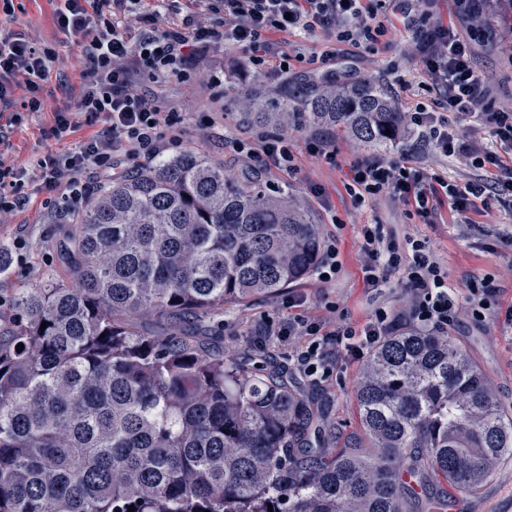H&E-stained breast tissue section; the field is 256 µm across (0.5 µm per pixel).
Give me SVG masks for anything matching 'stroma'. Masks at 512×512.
<instances>
[{
  "label": "stroma",
  "mask_w": 512,
  "mask_h": 512,
  "mask_svg": "<svg viewBox=\"0 0 512 512\" xmlns=\"http://www.w3.org/2000/svg\"><path fill=\"white\" fill-rule=\"evenodd\" d=\"M480 8L490 23L478 28L465 15L463 0H437L435 4L436 14L444 22L454 23L469 42L489 101L508 109L512 107V40L507 34L512 31V12L503 9L501 0H482ZM53 14L54 0H12L9 8H0V34L19 33L33 46L54 50L43 83L41 111L24 110L26 91L21 86L0 101V163L22 172L29 197L23 208L0 214V242L8 245L10 257L8 272L0 275V297L5 299L59 267L67 219L46 203L38 159L49 153L71 151L94 131L78 110L85 80L82 39L64 34L56 26ZM411 37V31L399 25L391 38L382 39L375 48L342 44L336 71L379 82L404 114L433 110L436 93L422 64L411 52ZM281 41L286 49L304 56L303 61L292 63L285 72L274 57L262 69H255L242 49L219 39L199 60L197 73L191 79L148 84V92L156 99L187 115L180 125L168 129V136L177 138L182 149L222 165L227 174H237L244 161L235 152L234 143L243 138L251 142L262 138L261 133L246 135L239 130L238 98L258 90L277 102L281 90L296 95L306 83L324 77L314 58L332 44L330 35L321 30L295 31L282 36ZM215 77L224 81V99L220 102L215 101L211 85ZM57 112L70 113L77 125L76 132L63 141L43 135ZM288 136L291 166L265 169L266 190L274 195H293L306 207L321 226L323 247L336 248L338 270L328 280L314 272L275 297L259 296L226 306L224 331L214 337L212 344L225 358L258 350L284 368L295 386L324 409V438L329 447L336 448L348 436L361 431L356 401L360 363L342 359L332 365L328 376L308 380L295 370L287 348L259 335V326L268 320L288 318V299L296 295L305 297L304 310L309 315L325 317L327 305L333 303L337 306V322L355 326L365 324L382 308L393 314L405 311L407 297L398 279H391L377 292L365 284L361 247L363 228L368 224L381 225L385 235L398 241L407 234L428 241L449 282L462 287L473 280L493 279L503 290L502 304L512 305V207L493 200L481 213L466 219L454 214L444 201L435 203L431 213H418L415 206L386 191L360 202L349 188L347 173L352 161L372 156V149L358 147L331 129L314 131L293 123L288 126ZM317 138L326 139L327 155L309 154L307 144ZM381 155L396 161L408 160L414 169L440 174L452 184L461 185L481 175L468 159L440 155L415 132L398 139ZM448 336L467 349L494 385L502 408L512 414V333L503 331L493 318L479 322L463 311L449 326ZM511 497L512 459L498 465L480 496L457 502L449 506L448 512H495L498 499Z\"/></svg>",
  "instance_id": "1"
}]
</instances>
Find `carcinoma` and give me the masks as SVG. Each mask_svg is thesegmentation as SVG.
<instances>
[{
	"label": "carcinoma",
	"instance_id": "carcinoma-1",
	"mask_svg": "<svg viewBox=\"0 0 512 512\" xmlns=\"http://www.w3.org/2000/svg\"><path fill=\"white\" fill-rule=\"evenodd\" d=\"M241 104L244 128L284 133L291 118L373 149L404 126L370 79L324 81L299 112ZM321 246L300 204L193 151L87 197L63 273L8 300L0 512H407L410 498L429 512L442 482L480 493L512 455V418L448 337L404 329L373 348L356 393L362 434L338 450L283 370L211 348L224 305L279 294ZM403 469L424 498L405 491Z\"/></svg>",
	"mask_w": 512,
	"mask_h": 512
}]
</instances>
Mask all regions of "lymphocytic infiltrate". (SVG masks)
<instances>
[{
    "instance_id": "1",
    "label": "lymphocytic infiltrate",
    "mask_w": 512,
    "mask_h": 512,
    "mask_svg": "<svg viewBox=\"0 0 512 512\" xmlns=\"http://www.w3.org/2000/svg\"><path fill=\"white\" fill-rule=\"evenodd\" d=\"M406 21L415 32L413 54L420 60L438 93L437 109L413 113L411 122L425 141L448 158L463 156L483 169V178L457 186L435 174L425 175L381 157L350 167L351 186L362 194L390 191L398 199L414 203L418 212L431 211L438 190H445L453 211L467 214L486 204L493 195L512 194V166L500 154L471 137L449 129L439 111L456 118H479L497 142L512 146V111L494 109L486 100L480 76L471 61L469 47L453 26L434 19L429 4ZM189 20L163 29L143 32L130 40L126 24L138 15L144 0H57L56 24L64 31L84 33L83 60L87 81L79 107L96 132L72 151L40 159L42 186L50 203L64 208L81 201L92 180L101 179L119 159L153 161L174 148L163 130L180 124L182 113L164 111L155 97L137 91L144 81L191 76L216 36H224L249 52L253 67H263L269 53H276L279 66L289 69L293 59L278 37L294 29L335 31L336 39L355 45L373 44L388 27L378 17L373 0H185ZM221 15L223 32L204 24L207 16ZM52 52L16 37H0V98L13 77L24 75L28 96L26 110L40 111L42 81ZM363 253L367 259L365 282L375 287L389 275L401 274L410 297L407 313L389 316L377 312L374 321L361 329L340 327L321 336L320 322L298 317L279 330L271 324L262 335L292 339L296 366L311 377L327 371L341 356L360 361L383 338L401 329L447 332L460 301H467L471 315L484 319L500 290L492 280L459 290L445 279L433 251L425 243L407 239L405 248L387 242L373 227L365 228Z\"/></svg>"
}]
</instances>
